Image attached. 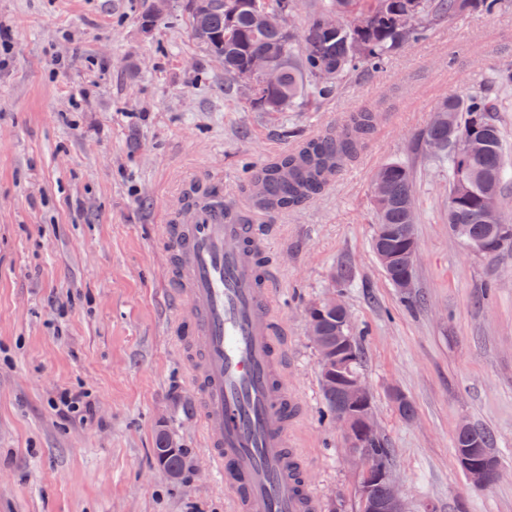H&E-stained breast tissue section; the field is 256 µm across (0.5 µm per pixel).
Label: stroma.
<instances>
[{
    "label": "stroma",
    "mask_w": 512,
    "mask_h": 512,
    "mask_svg": "<svg viewBox=\"0 0 512 512\" xmlns=\"http://www.w3.org/2000/svg\"><path fill=\"white\" fill-rule=\"evenodd\" d=\"M154 3L0 0V512H231L162 287L159 226L192 182L223 189L269 237L280 369L304 408L293 442L319 512L335 495L343 512L359 510V467L325 412L308 336V308L335 292L409 512H512V243L493 259L463 247L448 230V170L420 148L436 106L474 89L502 99L512 143V97L493 81L512 66V0L402 45L306 112L251 109L195 41L182 0L158 15ZM362 106L376 110L375 129L319 195L256 209L243 190L252 167ZM391 161L416 174L420 305L372 251L371 181ZM65 389L87 393L89 421L54 407ZM464 424L495 436L492 488L458 466ZM161 432L193 463L179 480L155 460Z\"/></svg>",
    "instance_id": "1"
}]
</instances>
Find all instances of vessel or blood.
<instances>
[{
    "label": "vessel or blood",
    "instance_id": "vessel-or-blood-1",
    "mask_svg": "<svg viewBox=\"0 0 512 512\" xmlns=\"http://www.w3.org/2000/svg\"><path fill=\"white\" fill-rule=\"evenodd\" d=\"M165 280L187 305L177 320L212 469L232 512H318L288 432L300 407L284 386L272 330L273 283L259 225L224 215V195L195 201L161 231Z\"/></svg>",
    "mask_w": 512,
    "mask_h": 512
}]
</instances>
